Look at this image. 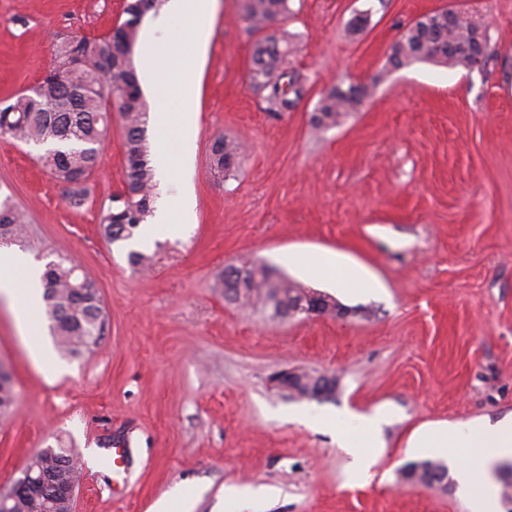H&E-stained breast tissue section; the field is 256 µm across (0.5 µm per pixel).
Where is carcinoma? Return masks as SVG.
<instances>
[{"mask_svg": "<svg viewBox=\"0 0 512 512\" xmlns=\"http://www.w3.org/2000/svg\"><path fill=\"white\" fill-rule=\"evenodd\" d=\"M245 17L257 30H264L288 13V0H242ZM161 0H125L124 20L98 40L74 37L57 46L58 67L47 74L37 91L25 90L0 103V135L29 144L49 145L41 157L50 174L65 187L70 204L82 206L86 184L101 162L100 142L106 138L112 106L123 120L125 182L103 207L102 234L109 243L126 241L152 215L155 167L146 142V111L132 58L127 56L139 36L140 25L132 17L141 9L156 10ZM479 28L448 21V12L435 10L415 19L394 42L387 55L390 70L418 62H431L452 69L469 70L473 57L469 46ZM286 47L283 39L270 34L256 43L252 54V78L267 91L270 111H293L307 94L300 77L283 69ZM368 95L364 84H339L324 92L311 117L316 128H328L358 111ZM240 146L218 137L211 145L210 162L218 171L236 166ZM24 215L10 197L0 200V239L23 244ZM45 316L51 336L63 356L76 357L90 350L105 330V314L93 281L87 274L63 261H50L41 277ZM214 287L224 297L242 305H260L274 318L288 317L302 288L286 277H273L266 265L228 267ZM318 377L297 375L294 395L312 398ZM15 401L11 377L0 375V413L10 411ZM29 466L53 480L74 475L78 461L72 454L34 455ZM46 498L39 493L19 496L12 512H44Z\"/></svg>", "mask_w": 512, "mask_h": 512, "instance_id": "carcinoma-1", "label": "carcinoma"}]
</instances>
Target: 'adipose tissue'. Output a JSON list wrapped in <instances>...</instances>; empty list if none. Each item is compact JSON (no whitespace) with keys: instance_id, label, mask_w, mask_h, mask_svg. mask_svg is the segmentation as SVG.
<instances>
[{"instance_id":"ef3b65f1","label":"adipose tissue","mask_w":512,"mask_h":512,"mask_svg":"<svg viewBox=\"0 0 512 512\" xmlns=\"http://www.w3.org/2000/svg\"><path fill=\"white\" fill-rule=\"evenodd\" d=\"M215 0H168L160 18L149 28L145 39L151 50L144 63L152 68L158 80L157 107L154 119L165 134L156 145L158 168L162 177L175 185L177 192L161 208L157 221L167 227L172 237L184 235L188 224L194 221L195 200L191 190L193 156L196 149V129L185 113L172 109L173 100L192 98L199 79L196 64H176L174 51L167 36L168 22L179 16L191 23L189 34L199 52H206L210 39L209 28L202 21L211 15ZM177 155L178 165H170V155ZM294 264L309 274L333 281L347 292L370 291V283L357 271L340 265L333 253L325 252L311 257L297 255ZM40 271L23 253L0 254V290L9 296L18 328L29 335L36 323L41 301ZM307 421L326 425L336 430L343 448L352 458V466L362 478H370L374 463L376 419L326 418L307 414ZM409 448L420 452L439 449L460 464L477 461L481 489L473 495L471 512H499L497 487L491 478V468L498 462L512 459V416L496 423L455 422L429 426L415 432Z\"/></svg>"}]
</instances>
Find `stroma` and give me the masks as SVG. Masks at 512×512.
<instances>
[{"instance_id":"35a3bbf8","label":"stroma","mask_w":512,"mask_h":512,"mask_svg":"<svg viewBox=\"0 0 512 512\" xmlns=\"http://www.w3.org/2000/svg\"><path fill=\"white\" fill-rule=\"evenodd\" d=\"M450 5L486 30L488 67L386 70L405 25ZM289 6L271 30L307 94L277 116L252 85L258 35L240 0H217L191 109L195 222L176 239L155 227L148 272L130 267L128 242L101 234L102 207L124 185L120 117L78 208L40 163L43 147L0 136V193L28 216L25 253L76 261L108 315L91 352L38 362L0 293V362L15 392L0 417L1 491L41 449L78 448L88 459L74 512H154L177 488L193 512H470L458 476L443 490L402 470L435 457L409 448L416 429L512 414V0ZM122 10L123 0H0V99L52 70L60 39L104 36ZM363 12L366 27L350 33ZM343 81L370 85L369 96L314 129L317 100ZM220 136L245 146L227 175L210 164ZM324 250L376 290L347 293L289 262ZM247 262L335 297L346 315L282 321L225 300L215 277ZM283 369L329 375L336 392L288 397L270 381ZM304 410L380 416L372 481L351 473L332 429L298 421ZM115 447L126 451L120 474L104 464ZM229 485L271 494L229 503Z\"/></svg>"}]
</instances>
